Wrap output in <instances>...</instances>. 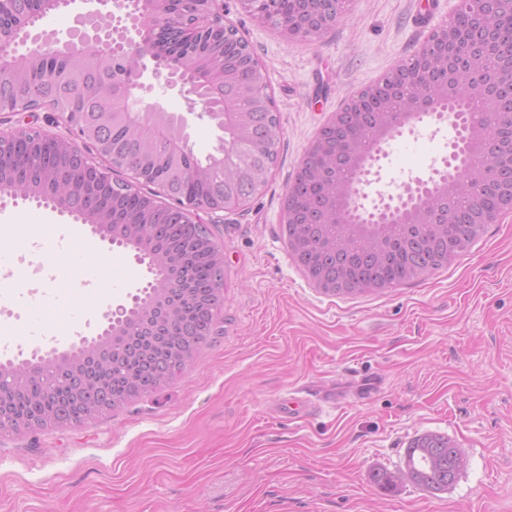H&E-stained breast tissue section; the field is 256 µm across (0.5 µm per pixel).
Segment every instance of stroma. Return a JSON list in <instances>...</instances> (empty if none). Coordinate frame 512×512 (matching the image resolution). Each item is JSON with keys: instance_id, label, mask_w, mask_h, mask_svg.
<instances>
[{"instance_id": "35a3bbf8", "label": "stroma", "mask_w": 512, "mask_h": 512, "mask_svg": "<svg viewBox=\"0 0 512 512\" xmlns=\"http://www.w3.org/2000/svg\"><path fill=\"white\" fill-rule=\"evenodd\" d=\"M458 0H351L352 18L316 43L286 41L224 0L280 115L277 163L262 194L211 225L224 251L216 333L173 383L80 427L0 433V512H512V209L448 267L394 288L324 294L293 262L282 201L300 161L343 99L378 80L448 20ZM89 6L30 30L58 45L93 39ZM146 102L186 116L196 154L218 129L179 88L153 81ZM454 132L423 116L384 144L369 202L443 168ZM56 228L46 237L44 225ZM81 239L74 262L63 241ZM15 288L0 299V360L35 347L65 352L127 301L144 270L88 225L0 196V252ZM343 396L302 420L279 406L299 386ZM448 436L466 466L433 495L393 492L427 432Z\"/></svg>"}]
</instances>
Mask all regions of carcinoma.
Instances as JSON below:
<instances>
[{
    "label": "carcinoma",
    "instance_id": "carcinoma-1",
    "mask_svg": "<svg viewBox=\"0 0 512 512\" xmlns=\"http://www.w3.org/2000/svg\"><path fill=\"white\" fill-rule=\"evenodd\" d=\"M349 0H277V13L265 23L309 43L350 20ZM44 0H17L0 15V102L34 110L82 114V144L114 171L134 169L140 190L115 180L112 193L98 189L97 174L70 156L55 136L24 131L18 140L22 163L0 156V187L16 197L64 211L112 243L153 265V275L170 285L161 293L134 296L124 320L112 323V340L94 350L72 349L63 364L48 363L29 376L17 363L3 368L0 390L9 398L0 430L16 431L26 418L40 429L82 425L119 409L133 398L134 380L160 372L158 389L183 373L213 333L224 306V258L203 224H184V207L234 211L268 184L278 157L280 117L264 80L256 79L258 61L248 43L230 26L224 40L184 45L177 26L193 17L192 0H175V15L164 21L151 13L137 17L148 36L146 49L201 85L218 108L212 121L223 137L213 152L199 156L175 148L182 133L171 126L151 135L159 116L129 104L127 80L138 67V52L113 55L97 41L77 49L44 42L18 61L9 44L42 15ZM449 24L456 39L434 40L406 57L377 82L350 93L339 112L348 119L321 128L301 160L285 193L293 223L283 225L289 253L316 287L333 295L394 288L448 265L500 214L503 187L512 181V0H459ZM399 113L435 115L454 124L455 165L437 172L428 192L408 186L399 209L410 212L401 223L388 214L358 209L357 180L366 155L390 129ZM350 286L333 289L336 275ZM170 320L193 327L173 330L185 343L183 362L160 363L169 342L154 335ZM462 453L447 436L427 432L413 439L404 468L394 475L371 473L372 483L391 490L403 478L422 489L444 492L463 470Z\"/></svg>",
    "mask_w": 512,
    "mask_h": 512
}]
</instances>
